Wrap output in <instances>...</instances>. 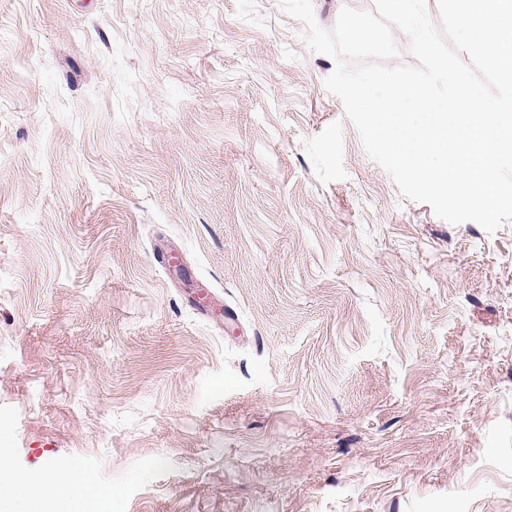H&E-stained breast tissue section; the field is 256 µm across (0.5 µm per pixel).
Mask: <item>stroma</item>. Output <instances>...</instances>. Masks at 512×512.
Masks as SVG:
<instances>
[{
  "label": "stroma",
  "instance_id": "stroma-1",
  "mask_svg": "<svg viewBox=\"0 0 512 512\" xmlns=\"http://www.w3.org/2000/svg\"><path fill=\"white\" fill-rule=\"evenodd\" d=\"M307 33L281 0H0L1 483L512 512V225L403 198Z\"/></svg>",
  "mask_w": 512,
  "mask_h": 512
}]
</instances>
